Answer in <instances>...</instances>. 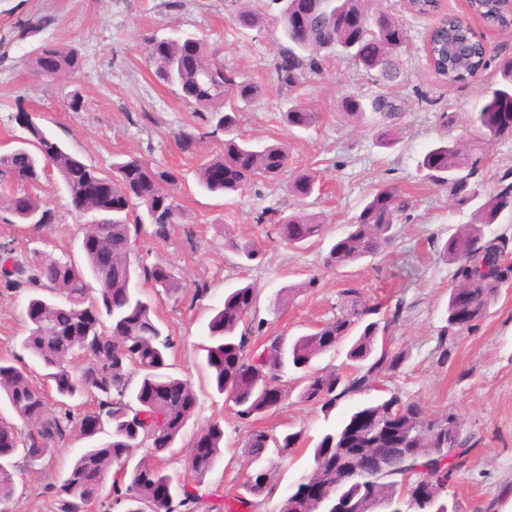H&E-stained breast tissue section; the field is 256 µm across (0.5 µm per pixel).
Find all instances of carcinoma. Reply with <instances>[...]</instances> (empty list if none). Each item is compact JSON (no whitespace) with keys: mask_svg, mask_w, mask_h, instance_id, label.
Returning <instances> with one entry per match:
<instances>
[{"mask_svg":"<svg viewBox=\"0 0 512 512\" xmlns=\"http://www.w3.org/2000/svg\"><path fill=\"white\" fill-rule=\"evenodd\" d=\"M270 2L282 3L274 21L281 27L284 44L274 66L279 82L288 90L297 89L309 75L322 74L338 52L378 81L393 83L400 78L406 32L387 11L376 7V0ZM472 8L497 28L512 27V13L502 0H474ZM293 13L308 18L301 34L288 26V16ZM235 21L241 29L258 31L268 23V15L247 2L238 8ZM141 43L154 77L174 87L192 111L203 112L207 120L215 122L210 134L224 133L222 147L202 158L196 168V181L202 189L238 193L254 182L276 180L286 171L289 153L284 143L261 144L238 132L240 112L263 96L261 85L225 70L202 38L145 33ZM429 49L436 74L450 83H467L488 65L483 43L452 16L441 19L431 32ZM45 54L55 61L57 76L80 67L76 49L48 44L30 58L33 71L40 70ZM498 74L496 87L471 116L472 128L482 141L512 136V127L501 122L502 113L512 112V58L499 64ZM341 109L351 116L367 111L391 116L399 107L384 96L367 104L346 95ZM16 120L27 137L20 150L0 155V177L36 182L47 171H56L75 211L94 214L88 233L111 250L112 265L103 267L98 251L84 242L80 245L82 265L72 259L38 256L20 261L12 256V250H0V286L7 290L33 286L24 308L28 334L22 345L32 360L47 370L44 383L39 384L28 367L0 361V404L11 414L9 418L0 416V503L10 500L21 474L16 457H22L30 468L43 463L66 438L76 420L74 410L92 401L110 439L81 434L88 446L73 460L60 484L52 487L57 512H88L90 508L112 512L119 505L125 506L124 512H242L252 501L240 495L226 498L205 483L223 455L222 420H213L204 428L206 447L193 451L191 478L176 480L160 465L173 453L194 415L197 394L187 380L168 372L169 335L163 332L141 284L176 303L183 296L184 284L167 265L144 266L135 263L134 257L143 225L152 226L155 239L165 240L174 226L187 223L179 197V174L135 155L104 171L59 143L48 144L37 117L21 107ZM283 121L290 128L306 129L315 125L318 114L294 101L283 113ZM174 137L188 153L195 152L202 139L187 130L174 133ZM419 167L426 176L448 185L453 205L476 204L474 221L450 235L442 247L443 257L453 265L455 285L470 292L472 321L476 322L501 288L512 282L506 236L489 233L504 208L512 206V183L501 185L492 195H481L474 180L476 169L464 162L463 147L456 139L441 138L433 143ZM96 176L112 181V201L106 208L86 193L88 182ZM318 186L315 175L303 172L289 183V191L304 200ZM0 208L17 223L34 228L56 220L52 209L28 194L1 199ZM400 209L393 188H377L347 230L331 243L327 265L346 268L381 253L394 238ZM324 228L314 216L300 210L281 211L274 222L277 236L294 246L322 237ZM225 247L246 261L259 252L255 243L232 238ZM342 295L343 306L336 319L311 333L292 339L276 336L263 348L250 349V333L240 331V325L255 307L257 293L250 286L224 293L223 303L213 309L208 322L209 344L203 348L212 387L243 418L260 417L278 407L267 399V389L280 386L288 369L301 374V398L320 403L326 413L346 397L378 392L314 444L312 478L336 473L338 442L352 419L362 414L411 417L408 447L413 453L392 461L375 481L352 478L331 489L323 502H307L292 489L284 496L280 512H336V500L362 497L381 502L380 512H457L456 503L448 501V486L466 467L476 444L474 435L458 425V451L442 460L435 457L437 440L424 428L427 412L383 383V374L398 372L405 360L404 351L391 348L385 339L378 340L380 332L401 319V304L373 302L354 288L343 290ZM372 316L378 320H370ZM328 336L336 337L338 347L349 344V373L312 369L316 358L331 351ZM49 392L59 405L53 412L47 404ZM299 439L298 434L279 438L258 429L247 435L245 452L256 464L245 483L249 495L259 497L267 489L268 475L261 462L270 454L287 452ZM147 444L152 458L135 459L136 450ZM114 465L122 470L121 479L111 481ZM420 478L432 484L424 501L412 495ZM108 483L111 492L105 495ZM167 485L174 488L175 496L158 499Z\"/></svg>","mask_w":512,"mask_h":512,"instance_id":"cac0c4a2","label":"carcinoma"}]
</instances>
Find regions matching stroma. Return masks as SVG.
I'll list each match as a JSON object with an SVG mask.
<instances>
[{"instance_id":"obj_1","label":"stroma","mask_w":512,"mask_h":512,"mask_svg":"<svg viewBox=\"0 0 512 512\" xmlns=\"http://www.w3.org/2000/svg\"><path fill=\"white\" fill-rule=\"evenodd\" d=\"M380 5L407 32L400 80L380 84L337 56L322 75L308 78L291 94L281 89L274 69L281 42L278 25L268 23L259 32L240 29L234 0H0V153L10 151L22 134L15 120L21 104L37 115L47 135L87 163L106 169L133 154L180 174L188 223L164 241L154 239L151 226H144L137 253L145 265L167 264L186 285L180 302H155V313L173 340L170 371L187 379L198 395L195 414L164 464L168 472L184 473L195 431L221 419L224 453L206 480L232 497L242 493L251 472L243 449L249 431L300 434L299 443L288 452L266 461L268 489L254 498L250 509L279 512L289 488L311 472L313 445L367 397L343 399L326 414L318 404L301 401L302 383L289 371L281 378L284 398L276 411L258 420L240 418L232 404L207 384L202 347L211 310L222 304L229 289L253 285L257 303L247 322L261 327L250 339L251 346L258 347L269 337H297L333 319L341 310V291L355 288L367 298L402 301L406 309L399 324L387 330L392 347L408 354L400 371L389 377L388 388L419 401L428 412L460 414L465 429L480 439L466 469L449 487V500L458 512H512V286L502 288L471 329L448 328L445 308L453 286L452 266L440 248L460 226L471 223L473 209L453 206L447 186L418 168L428 147L449 137L469 145L482 193L512 182V137L475 149L469 124L471 112L495 85L499 60L512 56V29L475 21L488 46L489 64L477 80L452 84L435 74L425 43L439 14L467 17L466 0H440L435 15L415 14L406 0H381ZM39 18L46 19L45 27L20 30V23ZM173 30L206 38L225 69L262 85L264 95L242 112L239 131L251 139L287 145L288 169L279 180L254 183L229 197L198 187L195 169L200 155L218 150L221 139L210 136L208 122L191 112L174 88L155 80L140 47L141 34ZM48 43L77 49L82 66L76 75L45 78L31 70L28 58ZM76 94L84 102L79 112L69 107ZM349 94L366 101L392 97L402 113L391 121L372 112L346 115L339 102ZM292 99L318 112L315 126L292 129L283 123L281 114ZM445 112L454 114L452 125H443L440 116ZM387 125L397 143L383 149L376 139ZM180 130L203 133L200 154L179 149L173 134ZM302 172L315 173L320 189L300 202L287 188ZM385 185L396 190L404 205L392 244L350 267L328 268L324 258L329 239L342 235L365 199ZM12 194L46 202L56 222L36 230L13 223L9 212L0 210V246L22 258L38 254L80 260L87 226L58 175L36 182H1L0 196ZM288 206L318 216L326 226L325 239L294 247L281 241L271 225L258 223L262 211ZM228 235L258 242L256 258L239 262L224 248ZM311 278L314 288L276 303L281 288ZM27 294L24 288H0V358L19 365L31 361L22 346ZM84 445L78 431H71L49 462L24 471L0 512H54L47 488L66 474Z\"/></svg>"}]
</instances>
